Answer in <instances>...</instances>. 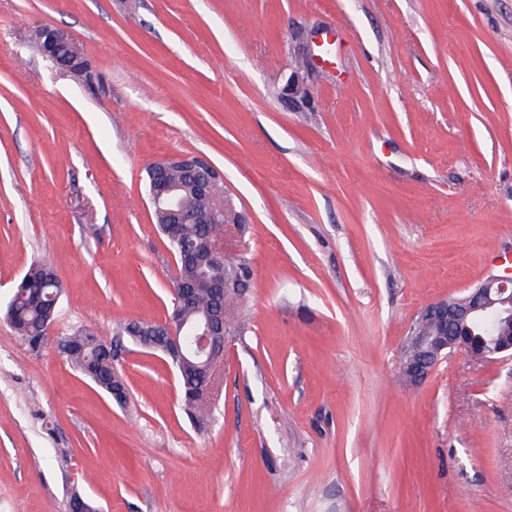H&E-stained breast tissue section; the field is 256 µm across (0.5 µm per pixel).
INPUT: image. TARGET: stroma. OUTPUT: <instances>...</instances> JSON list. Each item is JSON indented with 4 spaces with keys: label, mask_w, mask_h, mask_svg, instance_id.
Returning <instances> with one entry per match:
<instances>
[{
    "label": "stroma",
    "mask_w": 512,
    "mask_h": 512,
    "mask_svg": "<svg viewBox=\"0 0 512 512\" xmlns=\"http://www.w3.org/2000/svg\"><path fill=\"white\" fill-rule=\"evenodd\" d=\"M178 154L252 271L203 431L124 331L173 306L147 169ZM40 259L63 294L34 347L4 314ZM509 272L512 0H0V512H512V357L399 370L427 304ZM80 332L125 403L59 350ZM42 36L40 50L59 68L70 73H81L85 70L81 49L72 36L53 28L45 29Z\"/></svg>",
    "instance_id": "1"
}]
</instances>
